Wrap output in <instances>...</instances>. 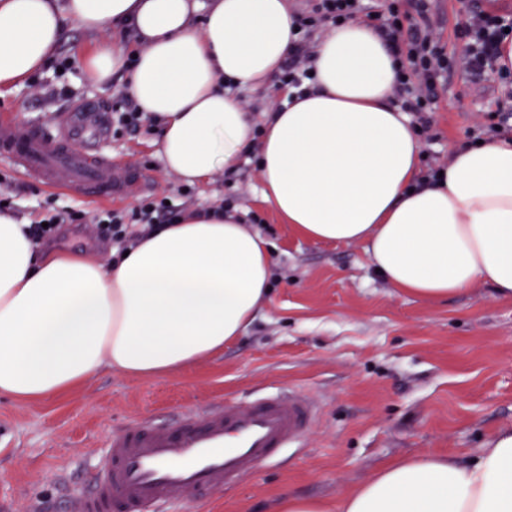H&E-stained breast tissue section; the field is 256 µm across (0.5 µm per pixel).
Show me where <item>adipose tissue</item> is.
I'll use <instances>...</instances> for the list:
<instances>
[{
  "mask_svg": "<svg viewBox=\"0 0 512 512\" xmlns=\"http://www.w3.org/2000/svg\"><path fill=\"white\" fill-rule=\"evenodd\" d=\"M288 0H0V85L41 70L66 22L132 29L136 63L100 42L82 65L161 127L164 167L202 183L260 141V195L302 237L362 243L384 279L436 302L490 286L512 299V140L451 146L420 174L422 143L392 100L394 43L356 17L318 38L315 79L271 108L263 137L223 81L266 85L300 40ZM0 212V395L37 401L110 369L176 374L223 350L270 293L264 238L233 212L188 210L109 265L43 252ZM280 512H512V429L474 462L423 454L340 501L289 496Z\"/></svg>",
  "mask_w": 512,
  "mask_h": 512,
  "instance_id": "ef3b65f1",
  "label": "adipose tissue"
}]
</instances>
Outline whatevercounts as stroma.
Wrapping results in <instances>:
<instances>
[{
  "label": "stroma",
  "mask_w": 512,
  "mask_h": 512,
  "mask_svg": "<svg viewBox=\"0 0 512 512\" xmlns=\"http://www.w3.org/2000/svg\"><path fill=\"white\" fill-rule=\"evenodd\" d=\"M512 10V0H431L429 21L453 61L438 88L434 138L423 166L446 165L452 145L473 141L486 115L512 105L498 70L474 78L461 63L459 35L472 7ZM99 40L67 24L55 63L0 89V108L18 125L65 126L69 108L95 103L104 123L122 98L124 75L92 83L80 65ZM70 67L58 71V62ZM149 121L105 143L85 145L112 159L122 191L106 201L61 191L21 175L0 158V199L36 222L48 209L131 210L148 197L183 210L230 202L244 220L258 219L271 245V293L242 336L180 374L131 378L105 370L39 402L0 395V507L66 512L64 484L106 468V442L137 416L162 420L222 400L247 402L267 393L305 392L318 416L302 447L288 448L186 512H278L285 495L338 501L382 466L428 452L468 459L497 431L512 427V301L483 286L439 302L391 287L373 269L364 244L318 243L284 224L260 196L253 157L207 183L189 185L167 171ZM108 263L111 241L93 225L62 226L54 244Z\"/></svg>",
  "instance_id": "obj_1"
}]
</instances>
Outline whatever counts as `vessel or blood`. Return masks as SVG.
Returning <instances> with one entry per match:
<instances>
[{"instance_id":"b4317fda","label":"vessel or blood","mask_w":512,"mask_h":512,"mask_svg":"<svg viewBox=\"0 0 512 512\" xmlns=\"http://www.w3.org/2000/svg\"><path fill=\"white\" fill-rule=\"evenodd\" d=\"M107 131L84 117L75 118L62 134L43 128L21 131L0 123V154L26 175L52 183L57 167L70 169V191L111 197L109 160L90 157L81 145L107 139ZM317 414L304 394L268 395L244 406L210 403L174 416L160 426L137 419L108 443L109 464L80 487H66L77 512H157L164 506H188L223 485L298 445Z\"/></svg>"}]
</instances>
